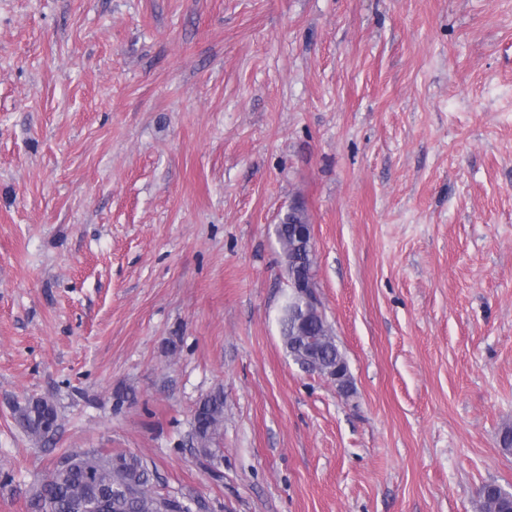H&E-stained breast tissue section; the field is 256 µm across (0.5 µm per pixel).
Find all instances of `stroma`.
I'll return each mask as SVG.
<instances>
[{
    "instance_id": "obj_1",
    "label": "stroma",
    "mask_w": 512,
    "mask_h": 512,
    "mask_svg": "<svg viewBox=\"0 0 512 512\" xmlns=\"http://www.w3.org/2000/svg\"><path fill=\"white\" fill-rule=\"evenodd\" d=\"M296 203L345 394L282 344ZM508 426L512 0H0V512L86 451L208 512H479ZM309 223V217L305 207L301 204L288 209L282 217L280 224L275 226V235L280 243L286 271L291 272L292 267L297 261L302 260L301 247L289 232V227L293 224H301L298 228L300 235L306 239L310 256H313V233L312 224ZM224 423V392L220 389L205 395L198 403L192 420L194 451L204 458H213L219 448H212ZM17 425L38 440L49 438L58 428V414L43 398H30L15 410Z\"/></svg>"
}]
</instances>
